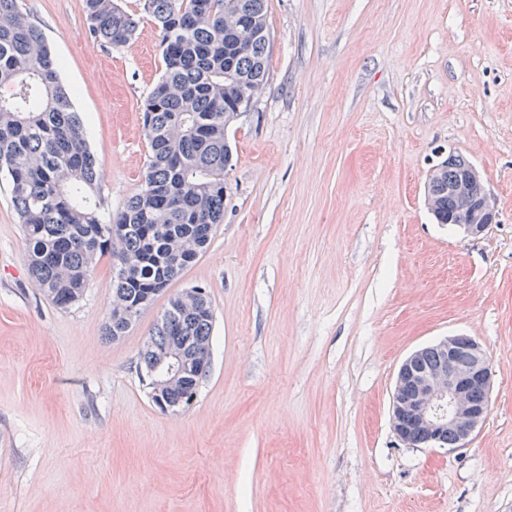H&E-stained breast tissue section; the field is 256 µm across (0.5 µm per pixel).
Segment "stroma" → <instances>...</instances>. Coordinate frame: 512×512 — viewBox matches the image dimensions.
Masks as SVG:
<instances>
[{"instance_id":"1","label":"stroma","mask_w":512,"mask_h":512,"mask_svg":"<svg viewBox=\"0 0 512 512\" xmlns=\"http://www.w3.org/2000/svg\"><path fill=\"white\" fill-rule=\"evenodd\" d=\"M100 164L101 214L138 189L159 31L91 36L83 0H21ZM267 83L228 130L224 221L113 341L112 264L61 309L28 272L0 179V512H512V0H267ZM495 199L479 237L433 219L438 152ZM205 287L210 374L162 412L139 352ZM455 334L494 374L469 447L393 434L397 369Z\"/></svg>"}]
</instances>
